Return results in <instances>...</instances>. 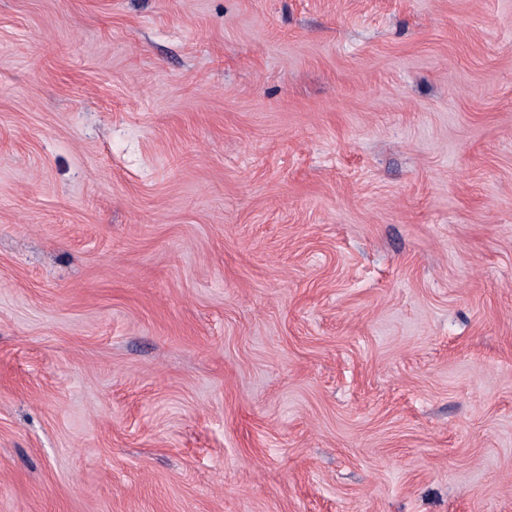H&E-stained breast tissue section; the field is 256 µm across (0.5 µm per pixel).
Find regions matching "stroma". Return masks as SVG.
Segmentation results:
<instances>
[{"label": "stroma", "instance_id": "1", "mask_svg": "<svg viewBox=\"0 0 512 512\" xmlns=\"http://www.w3.org/2000/svg\"><path fill=\"white\" fill-rule=\"evenodd\" d=\"M0 512H512V0H0Z\"/></svg>", "mask_w": 512, "mask_h": 512}]
</instances>
